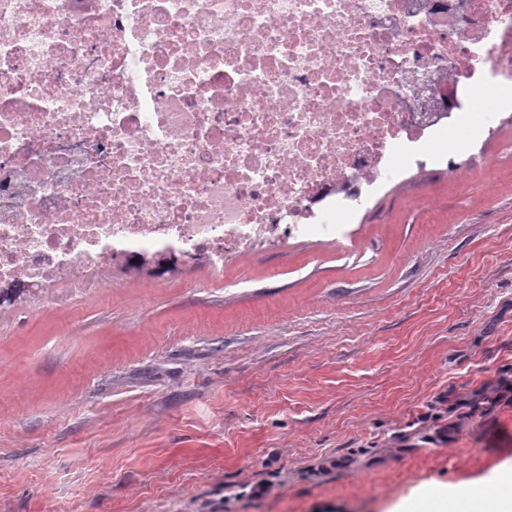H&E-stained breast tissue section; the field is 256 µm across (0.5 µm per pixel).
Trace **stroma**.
<instances>
[{
	"instance_id": "obj_1",
	"label": "stroma",
	"mask_w": 512,
	"mask_h": 512,
	"mask_svg": "<svg viewBox=\"0 0 512 512\" xmlns=\"http://www.w3.org/2000/svg\"><path fill=\"white\" fill-rule=\"evenodd\" d=\"M340 243L0 308V512H494L512 473V121Z\"/></svg>"
}]
</instances>
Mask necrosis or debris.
Returning a JSON list of instances; mask_svg holds the SVG:
<instances>
[{
    "label": "necrosis or debris",
    "mask_w": 512,
    "mask_h": 512,
    "mask_svg": "<svg viewBox=\"0 0 512 512\" xmlns=\"http://www.w3.org/2000/svg\"><path fill=\"white\" fill-rule=\"evenodd\" d=\"M512 117V0H0V297L288 238Z\"/></svg>",
    "instance_id": "obj_1"
}]
</instances>
